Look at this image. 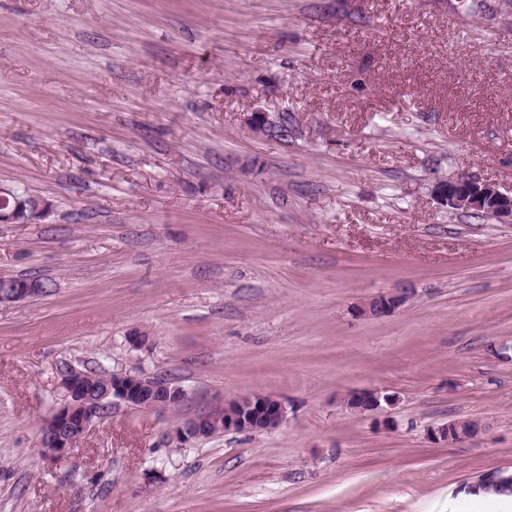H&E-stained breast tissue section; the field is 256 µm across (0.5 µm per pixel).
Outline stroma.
I'll use <instances>...</instances> for the list:
<instances>
[{"mask_svg": "<svg viewBox=\"0 0 512 512\" xmlns=\"http://www.w3.org/2000/svg\"><path fill=\"white\" fill-rule=\"evenodd\" d=\"M462 174L512 191V0H0V185L54 208L0 224V278L51 284L0 304V512H502L512 224L439 205ZM68 366L188 396L50 463ZM249 393L280 428L168 444ZM406 302L402 292H393L373 298L361 306L360 314L369 317L388 316ZM383 399L385 404L391 405V398L389 395L383 394L382 391L375 388H365L349 392L344 400L346 409L353 413L360 415L374 416L380 425H387V417L380 418L383 415L384 408L379 404Z\"/></svg>", "mask_w": 512, "mask_h": 512, "instance_id": "stroma-1", "label": "stroma"}]
</instances>
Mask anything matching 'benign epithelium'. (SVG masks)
Instances as JSON below:
<instances>
[{
    "instance_id": "obj_1",
    "label": "benign epithelium",
    "mask_w": 512,
    "mask_h": 512,
    "mask_svg": "<svg viewBox=\"0 0 512 512\" xmlns=\"http://www.w3.org/2000/svg\"><path fill=\"white\" fill-rule=\"evenodd\" d=\"M275 121L265 112H248L243 116V125L252 134L268 136ZM439 203L454 211L476 213L489 217L499 224H512V195L499 190L492 182L460 175L449 181L440 180L432 186ZM14 198V204L8 208L0 206V224H19L20 210L37 221L47 220L53 213L52 203L40 197H16L13 189L0 186V199ZM40 295L37 282L27 280L15 285L8 296L0 299L4 304L25 303ZM406 302L402 292H393L373 298L361 306L360 314L369 317H383L394 312ZM112 387L105 398L113 406H125L130 409L169 408L178 405L187 398V391L178 383L165 379L145 389L143 376L123 371H114ZM85 374L80 370L66 369L55 380L54 389L58 402L49 411L51 428L41 442V455L46 461H55L68 455L88 435L96 422L97 405L100 400L93 398L84 384ZM391 404L390 396L375 388H365L348 393L344 400L346 409L360 415H369L386 425L382 418L384 408L380 402ZM285 420L282 403L269 394H252L214 405L207 412L188 418L176 426L169 436L170 443L176 448L204 438L214 436V430L225 432L270 431L279 428ZM455 431L459 442L471 439L475 432H464L463 422L454 421L437 428L434 436H448ZM512 485V474L503 476L493 473L483 479L476 489L493 491L504 485Z\"/></svg>"
}]
</instances>
